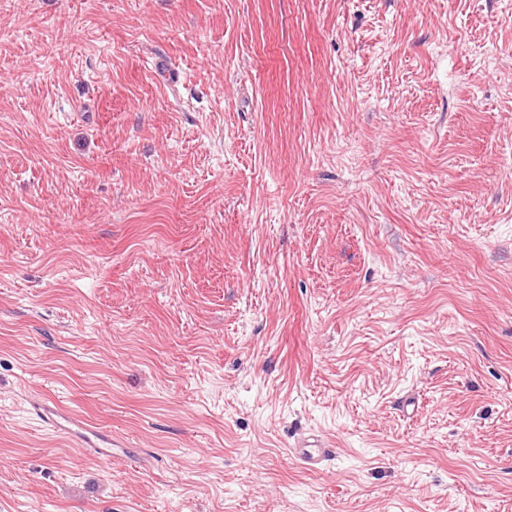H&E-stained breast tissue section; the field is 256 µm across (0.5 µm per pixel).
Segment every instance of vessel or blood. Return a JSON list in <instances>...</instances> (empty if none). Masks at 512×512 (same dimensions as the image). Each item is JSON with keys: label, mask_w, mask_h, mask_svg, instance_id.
<instances>
[{"label": "vessel or blood", "mask_w": 512, "mask_h": 512, "mask_svg": "<svg viewBox=\"0 0 512 512\" xmlns=\"http://www.w3.org/2000/svg\"><path fill=\"white\" fill-rule=\"evenodd\" d=\"M33 407L39 419L54 433L75 441L104 461L125 456L124 438L97 425L76 410L63 407L57 400L44 397Z\"/></svg>", "instance_id": "obj_1"}]
</instances>
